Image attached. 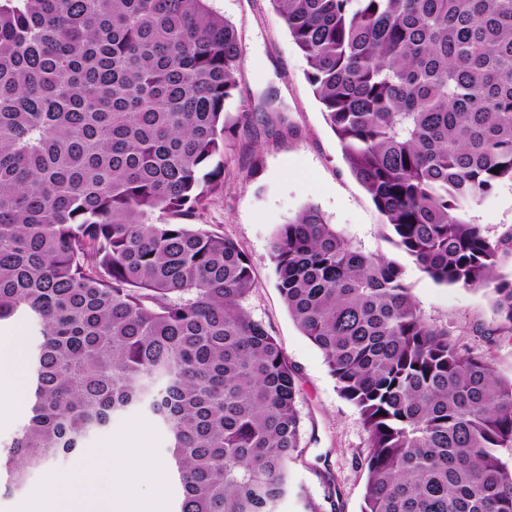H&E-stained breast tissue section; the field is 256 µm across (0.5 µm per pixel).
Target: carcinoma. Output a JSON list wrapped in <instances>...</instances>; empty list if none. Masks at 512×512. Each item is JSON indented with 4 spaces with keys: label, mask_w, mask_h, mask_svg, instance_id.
<instances>
[{
    "label": "carcinoma",
    "mask_w": 512,
    "mask_h": 512,
    "mask_svg": "<svg viewBox=\"0 0 512 512\" xmlns=\"http://www.w3.org/2000/svg\"><path fill=\"white\" fill-rule=\"evenodd\" d=\"M269 2L390 241L436 285L492 294L512 336L504 243L467 219L512 183V0ZM240 62L207 0H0V326L41 336L6 489L139 408L169 434L176 512L292 493L322 512L292 480L295 371L241 306L251 260L193 223L224 193ZM270 249L367 433L361 512H512V379L317 207Z\"/></svg>",
    "instance_id": "cac0c4a2"
}]
</instances>
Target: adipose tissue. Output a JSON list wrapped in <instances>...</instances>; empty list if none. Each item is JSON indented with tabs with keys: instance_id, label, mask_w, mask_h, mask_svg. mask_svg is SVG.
<instances>
[{
	"instance_id": "adipose-tissue-1",
	"label": "adipose tissue",
	"mask_w": 512,
	"mask_h": 512,
	"mask_svg": "<svg viewBox=\"0 0 512 512\" xmlns=\"http://www.w3.org/2000/svg\"><path fill=\"white\" fill-rule=\"evenodd\" d=\"M24 387L22 339L14 336L0 342V389L19 396ZM127 451V436L113 439L109 457L93 461L92 473H77L63 484L51 482L34 497L32 512H141L139 488L161 485L164 471L157 465L130 466ZM96 474L103 476L108 494L93 490L92 477Z\"/></svg>"
}]
</instances>
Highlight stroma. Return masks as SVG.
I'll return each mask as SVG.
<instances>
[{"mask_svg": "<svg viewBox=\"0 0 512 512\" xmlns=\"http://www.w3.org/2000/svg\"><path fill=\"white\" fill-rule=\"evenodd\" d=\"M208 7L230 20L238 33L242 65L235 99L255 113L226 144L224 195L200 221L207 230L233 239L249 256L254 284L241 305L276 338L295 369L303 424L295 484L324 512H360L367 434L356 408L340 396L321 351L290 317L275 285L269 248L278 225L314 205L363 251L389 257L397 251L382 215L350 173L305 78L306 61L269 0H208ZM269 94L275 97L274 110L264 116L259 107ZM468 217L490 238L512 233V184H501ZM405 279L430 322L448 327L463 347L493 355L498 374L512 378V338L494 334L485 292L437 286L411 263ZM29 412L28 397L0 391V450L17 436ZM128 431L134 434L131 447L147 448L154 461L170 464L164 428L146 413L130 411L115 416L110 430L86 439L73 456L35 471L23 488L1 490L0 512H22L48 480L80 470L87 449L106 452L113 435Z\"/></svg>", "mask_w": 512, "mask_h": 512, "instance_id": "1", "label": "stroma"}]
</instances>
